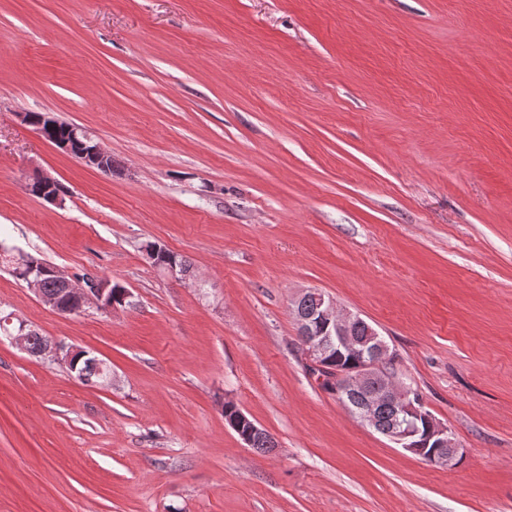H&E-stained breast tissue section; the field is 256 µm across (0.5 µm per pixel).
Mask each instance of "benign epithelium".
Returning <instances> with one entry per match:
<instances>
[{
  "label": "benign epithelium",
  "instance_id": "obj_1",
  "mask_svg": "<svg viewBox=\"0 0 512 512\" xmlns=\"http://www.w3.org/2000/svg\"><path fill=\"white\" fill-rule=\"evenodd\" d=\"M83 136V151L79 152L77 160L88 167L104 169L108 152L96 141L90 133L76 127ZM68 283L69 298L76 302L79 308L86 306L104 307L114 312L118 306L111 299V284L101 282L93 277L87 281L74 279L60 273ZM311 296L315 299V310L308 315H299L297 320L301 333L307 338L304 354L313 372L320 380H329L336 384V392L347 393L363 389L370 380L380 377L385 385V396L397 406L398 413L392 425L385 431V436L397 447L414 453L422 444L416 441L414 422L424 420L428 426L425 437L427 443L434 448L432 457L442 468L453 469L465 456L464 449L453 437L446 424L436 419L416 396L412 388L401 381L388 369L390 352L387 344L373 333L372 338L362 345V359L356 372L346 374L328 369L325 357L331 347L354 348L359 342L351 336V325L360 317L338 310L334 300L321 292L306 290L301 297ZM78 348L59 342H51L44 346L39 358L54 363L68 365Z\"/></svg>",
  "mask_w": 512,
  "mask_h": 512
}]
</instances>
